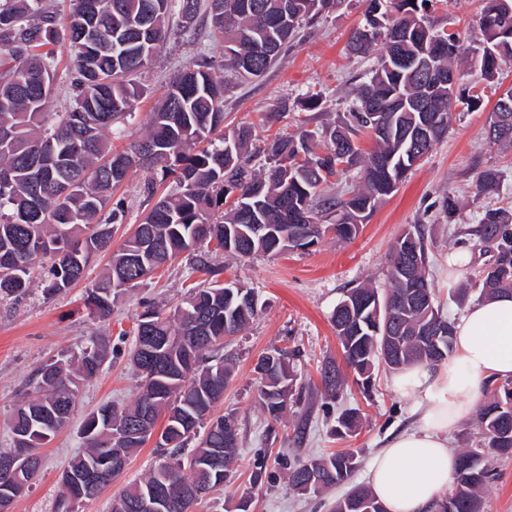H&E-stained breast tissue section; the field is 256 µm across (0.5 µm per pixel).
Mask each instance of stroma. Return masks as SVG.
<instances>
[{
    "label": "stroma",
    "mask_w": 512,
    "mask_h": 512,
    "mask_svg": "<svg viewBox=\"0 0 512 512\" xmlns=\"http://www.w3.org/2000/svg\"><path fill=\"white\" fill-rule=\"evenodd\" d=\"M364 0H343L327 17L306 27L299 44L278 58L260 78L230 80L224 93V125L268 122L271 132L291 133L300 123L320 125L337 120L352 100V90L372 66L369 58L349 56L350 32L363 20ZM479 0H439L430 21L439 28L463 31L467 40H481L476 19ZM223 61L224 49L208 34L206 19H199L194 34L168 43L145 77L146 96L137 101L136 117L127 126L117 147L142 138L149 114L169 79L199 56ZM512 90V65L504 67L490 83L480 84L482 103L457 116L428 156L408 172L397 190L363 224L359 234L344 242L324 236L308 252L277 257L237 259L212 254L210 263L222 267L223 279L244 281L259 295L263 310L246 331L224 344V355L236 361L231 382L218 413L234 417L242 449L238 466L220 491L206 496L195 512H235L240 496L250 500V512H330L346 486L339 485L320 496H303L288 486L290 462L336 451H358L360 466L352 481L368 484L369 464L387 437L409 427L417 402L399 391L393 372L379 367L369 385L349 382L341 396L324 397L321 366L341 361L342 350L332 327L331 314L344 289L365 281L383 286L392 243L413 225H421L429 247L430 278L445 314L457 317L463 309L449 292L448 256L462 240V231L475 223L487 204L512 208V147L503 148L487 138L489 116L500 95ZM323 96L320 108L308 110L300 102L308 93ZM292 108L278 119L267 115L281 101ZM488 167L501 170L499 192L476 196L478 174ZM456 195L460 208L454 221L439 214L435 203L443 193ZM108 262L107 255L92 258L85 279L68 292L54 296L44 291L41 279H33L21 301L0 299V448L11 444L10 422L15 405L32 392L35 372L46 362L78 356L90 336L108 346V357L96 379L81 385L68 424L43 447V467L33 484L15 500L11 512H54L59 478L70 459L82 449L80 429L89 413L106 402L130 403L137 378L126 351L133 340L136 319L144 304L169 308L190 284L204 280L194 270L190 256L177 258L155 272L130 294L119 298L109 320L89 314L86 290ZM291 352V365L302 388L301 402L281 422H272L256 401L254 366L266 353ZM346 408L359 409L362 425L352 437L336 439L331 429ZM302 437H294V428ZM160 458L153 444L133 456L124 472L99 496L84 501L79 512H111L112 500L132 479L143 477ZM495 476L481 494V512H512V457L495 459Z\"/></svg>",
    "instance_id": "stroma-1"
}]
</instances>
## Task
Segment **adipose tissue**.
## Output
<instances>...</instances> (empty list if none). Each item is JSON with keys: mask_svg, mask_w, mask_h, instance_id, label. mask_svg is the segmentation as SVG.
Listing matches in <instances>:
<instances>
[{"mask_svg": "<svg viewBox=\"0 0 512 512\" xmlns=\"http://www.w3.org/2000/svg\"><path fill=\"white\" fill-rule=\"evenodd\" d=\"M512 379V292L464 308L448 359L400 371L396 387L420 394L413 428L390 435L369 470L386 512H431L455 475L449 436L475 409L482 382Z\"/></svg>", "mask_w": 512, "mask_h": 512, "instance_id": "1", "label": "adipose tissue"}]
</instances>
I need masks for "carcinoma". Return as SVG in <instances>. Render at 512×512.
<instances>
[{"mask_svg":"<svg viewBox=\"0 0 512 512\" xmlns=\"http://www.w3.org/2000/svg\"><path fill=\"white\" fill-rule=\"evenodd\" d=\"M63 19L46 0H0V299L19 300L29 291L36 260L46 261V291L62 292L85 275L91 257L111 251L115 226L124 222L123 200L110 202L112 189L143 171L148 198L158 181L173 178L175 189L130 225L113 252L110 267L88 295L90 315L102 318L112 304L182 253L209 267V255L241 258L276 256L285 249L307 250L328 231L354 237L398 183L448 132L453 112L476 107L478 93L448 84L461 76V56H479L471 67L473 84L490 81L512 63V0H481L478 23L483 42L463 47V33L423 21L433 0H366L365 25L350 35L347 50L367 57L383 46L369 79L354 89L349 111L332 123L299 126L288 135L258 140L253 126L224 129V72L243 79V62L259 78L294 43L303 23L338 0H70ZM209 14L211 36L232 48L217 66L200 59L178 74L150 114L146 136L117 151L106 133L134 116L144 89L139 81L172 33L195 30L199 11ZM69 32L73 58L70 89L74 104L48 111L57 63L40 48L56 40L59 25ZM377 28L366 38V27ZM491 141L512 145V110ZM372 138L370 151L356 144ZM264 163L255 166V158ZM356 172L360 185L331 193V179ZM499 170H483L476 196L499 189ZM236 193L239 198L230 199ZM271 234L256 237L251 225ZM465 234L490 258L468 274L455 291L473 287L490 300L512 292V211L481 208ZM419 265L407 271L404 252ZM429 249L415 226L402 233L388 258L387 287L362 283L346 290L332 315L343 362L362 382L375 364L392 370L412 364L436 366L453 348L454 321L443 313L428 279ZM193 284L167 310L147 307L140 314L129 361L141 383L125 407L111 402L88 415L81 428L84 450L62 471L56 512H76L88 499L87 487L103 474L114 479L116 461L143 448L159 417L165 425L157 451L165 461L129 484L113 500L112 512H139L140 500L168 489L166 479L210 493L224 486L240 448L224 447V426L233 419L210 417L232 378L233 362L215 354L224 336L244 331L259 317L245 298L253 293L238 280ZM430 301L416 296V283ZM107 347L91 336L76 359L44 364L36 373L33 396L18 403L11 420L12 447L0 464L22 452L32 459L31 478L41 469L37 449L68 422L79 386L94 379ZM256 374L258 403L279 421L293 402L296 378L290 356H266ZM320 376L324 396L344 389L343 370L327 362ZM492 395L477 414L480 440L458 455L452 487L434 512H480V492L493 479L491 461L512 455V380L487 383ZM356 410L337 418L336 435H352ZM360 465L352 450L288 466V484L316 495L347 482ZM22 488L0 468V504L9 505ZM331 512H386L363 485L352 486Z\"/></svg>","mask_w":512,"mask_h":512,"instance_id":"carcinoma-1","label":"carcinoma"}]
</instances>
